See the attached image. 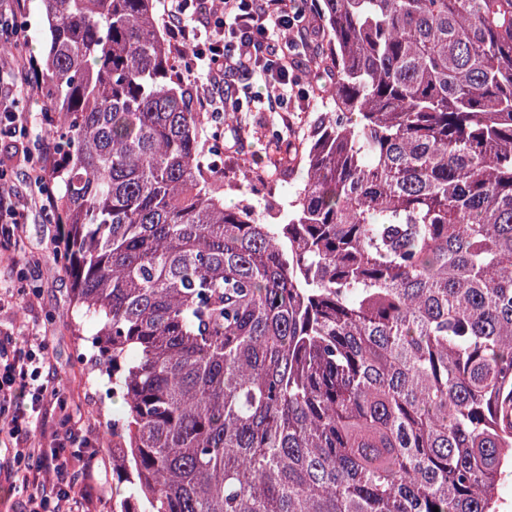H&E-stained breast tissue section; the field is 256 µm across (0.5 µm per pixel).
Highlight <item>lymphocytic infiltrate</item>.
Returning a JSON list of instances; mask_svg holds the SVG:
<instances>
[{
    "mask_svg": "<svg viewBox=\"0 0 512 512\" xmlns=\"http://www.w3.org/2000/svg\"><path fill=\"white\" fill-rule=\"evenodd\" d=\"M303 17L299 0H165L166 35L182 57L196 111L216 122L223 116L217 100L229 80L256 73L272 108L287 106L298 78L286 58L297 37L307 34ZM7 179L0 160V238L18 242L27 226ZM45 348L33 333L0 340V475L18 482L22 512H94L96 460L78 466L73 455L91 446L90 435L57 430L48 449L30 435L49 415Z\"/></svg>",
    "mask_w": 512,
    "mask_h": 512,
    "instance_id": "1",
    "label": "lymphocytic infiltrate"
}]
</instances>
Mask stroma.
<instances>
[{"instance_id":"stroma-1","label":"stroma","mask_w":512,"mask_h":512,"mask_svg":"<svg viewBox=\"0 0 512 512\" xmlns=\"http://www.w3.org/2000/svg\"><path fill=\"white\" fill-rule=\"evenodd\" d=\"M14 10L26 22L28 38L20 52L0 39V92L13 95L18 111L39 112L43 109L40 96L24 90V65L42 56L45 19L40 0H0V14L7 16ZM237 96V119L224 127V174L236 179L234 188L224 192L228 204L255 200L259 187L271 180L283 191L299 183L298 167L279 163V149L287 143L306 142L327 101L320 85L308 84L303 98H291L287 112H275L256 78L240 81ZM25 215L24 241H0V285L27 291L15 311L0 314V330L42 335L48 346L43 370L62 379L58 400L64 402L72 425L91 432L99 423L120 417L124 405L118 397L100 402L91 384L97 351L80 348L73 335L71 285L52 261L55 225L37 210H26Z\"/></svg>"}]
</instances>
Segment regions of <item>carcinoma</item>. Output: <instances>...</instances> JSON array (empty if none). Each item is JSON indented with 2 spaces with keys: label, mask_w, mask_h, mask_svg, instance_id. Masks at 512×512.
Returning a JSON list of instances; mask_svg holds the SVG:
<instances>
[{
  "label": "carcinoma",
  "mask_w": 512,
  "mask_h": 512,
  "mask_svg": "<svg viewBox=\"0 0 512 512\" xmlns=\"http://www.w3.org/2000/svg\"><path fill=\"white\" fill-rule=\"evenodd\" d=\"M55 257L123 512H499L512 0H322L334 82L265 224L224 205L153 0H43Z\"/></svg>",
  "instance_id": "cac0c4a2"
}]
</instances>
